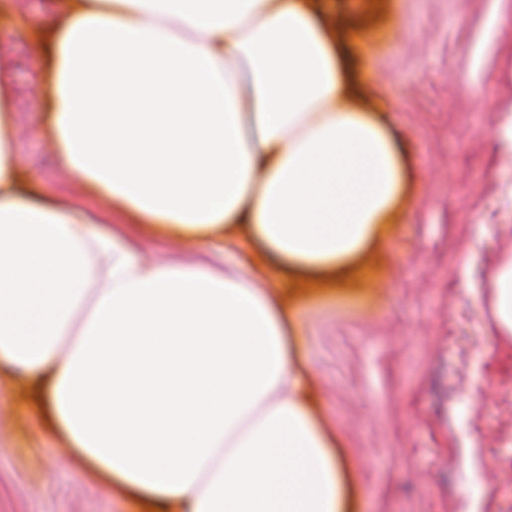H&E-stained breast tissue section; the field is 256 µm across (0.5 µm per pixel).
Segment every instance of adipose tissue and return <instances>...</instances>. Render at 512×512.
Masks as SVG:
<instances>
[{"instance_id": "1", "label": "adipose tissue", "mask_w": 512, "mask_h": 512, "mask_svg": "<svg viewBox=\"0 0 512 512\" xmlns=\"http://www.w3.org/2000/svg\"><path fill=\"white\" fill-rule=\"evenodd\" d=\"M50 123L66 170L172 236L244 225L281 269L331 287L405 194L388 125L350 98L306 0H62ZM0 31V363L50 372L43 401L94 474L178 512H350L288 342L284 288L145 263L128 232L18 187ZM106 259H89L90 248ZM96 292H89V285ZM512 335V262L490 277Z\"/></svg>"}]
</instances>
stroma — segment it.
<instances>
[{
    "label": "stroma",
    "instance_id": "stroma-1",
    "mask_svg": "<svg viewBox=\"0 0 512 512\" xmlns=\"http://www.w3.org/2000/svg\"><path fill=\"white\" fill-rule=\"evenodd\" d=\"M317 7L339 20V47L364 105L390 124L408 184L369 279L291 303L313 415L336 441L354 512H512V338L491 332L489 289L512 260V0ZM9 58L13 151L31 199L111 213L148 262L238 266L260 285L276 275L259 248L201 253L74 182L47 129L41 42L17 36ZM37 393L0 365V512H149L75 459Z\"/></svg>",
    "mask_w": 512,
    "mask_h": 512
}]
</instances>
